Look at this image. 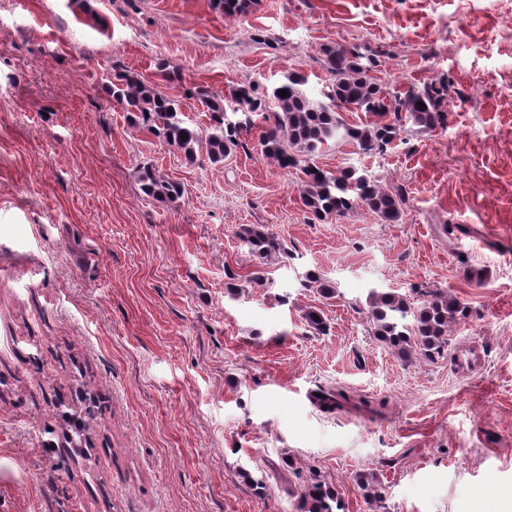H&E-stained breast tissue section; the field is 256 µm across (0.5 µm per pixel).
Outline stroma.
Instances as JSON below:
<instances>
[{"instance_id":"35a3bbf8","label":"stroma","mask_w":512,"mask_h":512,"mask_svg":"<svg viewBox=\"0 0 512 512\" xmlns=\"http://www.w3.org/2000/svg\"><path fill=\"white\" fill-rule=\"evenodd\" d=\"M336 43L376 51L392 93L454 80L435 129L316 159L400 188L398 223L363 207L309 220L298 175L255 136L190 163L102 84L116 61L177 71L169 91L202 127L193 87L272 88L297 70L318 97ZM146 162L182 197H145ZM247 224L281 254L259 263ZM442 224L473 236L456 248ZM259 265L264 282L248 281ZM311 270L338 297L304 287ZM437 289L470 316L449 354L401 362L370 332L368 294ZM474 346L486 363L459 376L450 353ZM337 390L378 413L323 409L317 394ZM296 469L345 512H512V0H256L235 19L210 0H0V512H294ZM243 241L248 245L253 256L262 260L283 250L282 245L273 233L262 225L248 226L241 229Z\"/></svg>"}]
</instances>
